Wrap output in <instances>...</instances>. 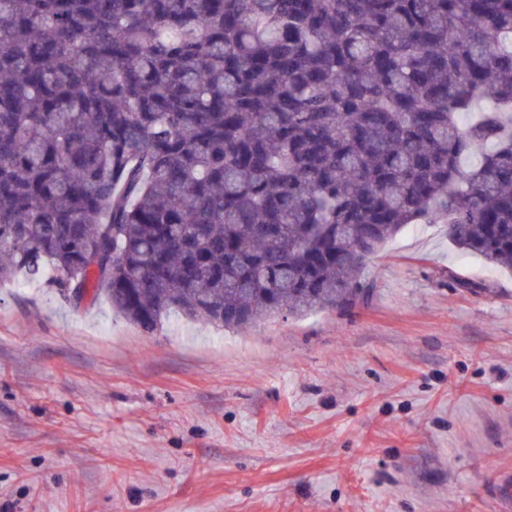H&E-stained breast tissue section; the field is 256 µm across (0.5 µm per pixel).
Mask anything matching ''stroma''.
<instances>
[{
    "label": "stroma",
    "instance_id": "35a3bbf8",
    "mask_svg": "<svg viewBox=\"0 0 512 512\" xmlns=\"http://www.w3.org/2000/svg\"><path fill=\"white\" fill-rule=\"evenodd\" d=\"M363 303L148 334L0 287V512H512V272L400 232Z\"/></svg>",
    "mask_w": 512,
    "mask_h": 512
}]
</instances>
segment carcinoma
<instances>
[{
	"mask_svg": "<svg viewBox=\"0 0 512 512\" xmlns=\"http://www.w3.org/2000/svg\"><path fill=\"white\" fill-rule=\"evenodd\" d=\"M410 224L512 268V0H0V283L238 330Z\"/></svg>",
	"mask_w": 512,
	"mask_h": 512,
	"instance_id": "carcinoma-1",
	"label": "carcinoma"
}]
</instances>
